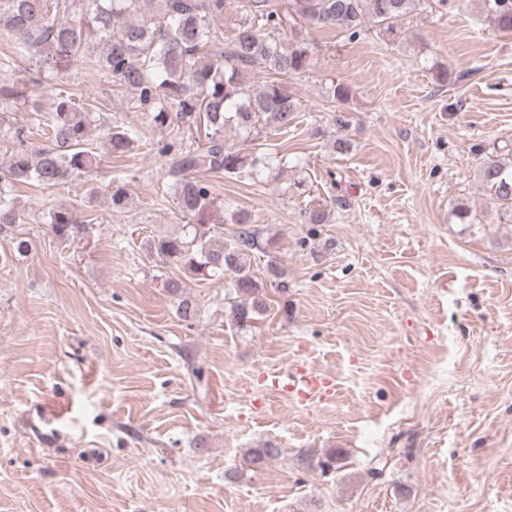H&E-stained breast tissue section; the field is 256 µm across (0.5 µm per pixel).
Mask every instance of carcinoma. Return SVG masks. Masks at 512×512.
<instances>
[{
    "label": "carcinoma",
    "mask_w": 512,
    "mask_h": 512,
    "mask_svg": "<svg viewBox=\"0 0 512 512\" xmlns=\"http://www.w3.org/2000/svg\"><path fill=\"white\" fill-rule=\"evenodd\" d=\"M0 0V33L16 35L10 58H35L42 66L30 78L49 82L69 70L83 48L99 49L88 63L120 86L132 91L147 117L158 128L172 124L204 128L205 142L184 149L173 142L158 146L169 157L168 186L182 231L148 238L145 257L182 272L165 280L163 288L178 300L177 311L188 321L196 307L187 297L185 279H215L228 275L239 301L235 317L244 321L268 312L269 299L252 274L251 253L257 232L249 210L223 209L216 204L208 181L194 176L199 170L230 178L257 180L280 164L278 156L259 150L243 152L224 141L230 125L257 141L267 135L288 134L299 118L300 105L285 85L288 76L308 66L309 50L298 25L339 30L357 41L369 29L389 41L402 35L401 20L417 10L422 0H288L282 11L277 0ZM485 21L503 34H512V0H481ZM235 12L228 49L217 47V28L224 12ZM288 31L289 38L282 37ZM260 70L271 75L260 88L247 74ZM15 84L0 85V137L24 141L25 129L5 124L22 97ZM37 127L46 144L16 151L8 165H0V231L21 220L11 193L22 184L55 187L75 177L98 171L101 157L89 142V113L74 95L59 92L54 109L36 113ZM106 138L111 152L123 155L137 141L131 126L112 125ZM480 184L497 204L499 220L512 222V149L488 153L479 170ZM112 207L120 209L127 191L119 178L108 184ZM323 205L304 210L307 224L328 223ZM237 225L233 241L215 244L224 225ZM51 234L61 242L81 240L87 225L64 207L49 213ZM271 445L253 448L246 464L263 468L280 456Z\"/></svg>",
    "instance_id": "obj_1"
}]
</instances>
